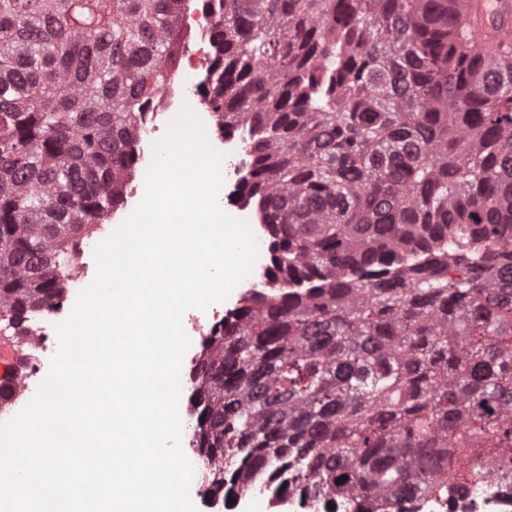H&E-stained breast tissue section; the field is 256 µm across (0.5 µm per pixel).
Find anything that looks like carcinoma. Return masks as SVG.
I'll return each mask as SVG.
<instances>
[{"instance_id":"obj_1","label":"carcinoma","mask_w":512,"mask_h":512,"mask_svg":"<svg viewBox=\"0 0 512 512\" xmlns=\"http://www.w3.org/2000/svg\"><path fill=\"white\" fill-rule=\"evenodd\" d=\"M183 0H0V333L110 217ZM225 129L269 231L267 293L192 369L211 490L417 497L512 484V43L467 0H207ZM346 477L337 483L340 477ZM512 13V0H473L469 12V23L475 31L477 51L484 52L494 45L512 39V28H495L488 24L492 14L508 16Z\"/></svg>"}]
</instances>
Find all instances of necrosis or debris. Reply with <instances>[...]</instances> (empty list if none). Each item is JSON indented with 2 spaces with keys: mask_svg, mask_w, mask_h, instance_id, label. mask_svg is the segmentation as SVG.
Instances as JSON below:
<instances>
[{
  "mask_svg": "<svg viewBox=\"0 0 512 512\" xmlns=\"http://www.w3.org/2000/svg\"><path fill=\"white\" fill-rule=\"evenodd\" d=\"M183 54L187 59L186 64L174 69L146 111L145 126L137 144L136 162L141 170H148L153 159L154 142L164 136L169 122L182 106H190L204 123L210 143L223 155L221 169L224 185L219 197L221 206L225 212L248 218L251 209L244 203L241 193L243 176L249 167L246 138L241 133L220 130L213 112L203 102V93L210 83L212 73V59L205 44H197L192 49L184 48ZM88 268L85 262L75 266L70 275L71 286L67 294L59 305L45 314L35 328V354L20 382L21 403L31 400L49 370L51 359L58 349L54 326L69 316L80 290L88 285ZM267 270L266 256H259L252 273L238 285L233 299L184 314L183 328L192 342L191 349L184 356L186 363L196 364L199 359L196 344L203 342L213 330L232 321L245 295L265 285ZM413 512H512V489L503 490L491 479L481 490L450 502L438 498L421 499Z\"/></svg>",
  "mask_w": 512,
  "mask_h": 512,
  "instance_id": "4bbe7bcc",
  "label": "necrosis or debris"
}]
</instances>
